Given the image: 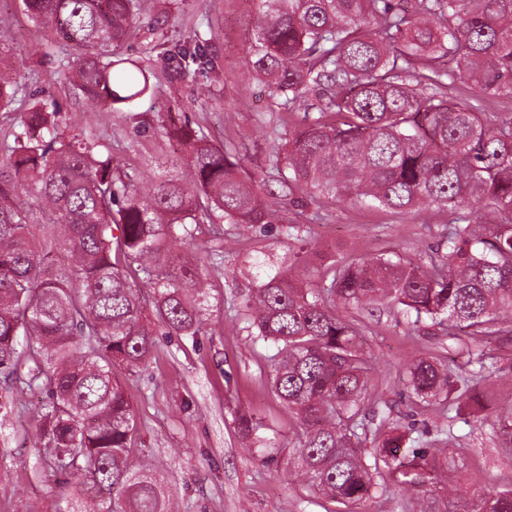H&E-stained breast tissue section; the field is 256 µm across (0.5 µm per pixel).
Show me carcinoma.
<instances>
[{"label": "carcinoma", "mask_w": 512, "mask_h": 512, "mask_svg": "<svg viewBox=\"0 0 512 512\" xmlns=\"http://www.w3.org/2000/svg\"><path fill=\"white\" fill-rule=\"evenodd\" d=\"M41 29L76 55L62 61L82 97L114 112L156 99L144 68L112 59L135 33L138 0H22ZM248 64L276 105L306 106L288 137L280 186L314 197L356 196L380 207L435 206L458 213L480 203L492 224L459 216L426 265L384 254L331 265L324 292L290 272L263 281L245 301L256 337L276 348L268 378L298 422L293 456L314 492L347 507L372 497L379 464L399 476L412 512H512V488L477 498L457 488L456 461L425 452L405 461V435L366 416L370 367L356 324L336 306L397 307L437 334L467 338L455 372L419 359L406 367L415 403L442 409L482 404L476 391L494 344L512 343V113L480 112L444 88L468 84L478 98L512 96V0H256ZM177 78L212 71L205 42L160 53ZM0 72V110L20 102ZM189 183L144 182L112 164L88 131L61 129L57 112L28 101L0 159V373L37 385L35 410L48 472L72 486L68 512H175L163 481L135 462L137 422L112 372L148 362L152 303L167 335L203 333L206 275L175 264L173 246L202 224H282L278 195L260 191L236 154L170 121ZM32 337L28 372H17ZM373 452L366 456L365 445Z\"/></svg>", "instance_id": "carcinoma-1"}]
</instances>
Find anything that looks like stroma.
Returning a JSON list of instances; mask_svg holds the SVG:
<instances>
[{
    "instance_id": "stroma-1",
    "label": "stroma",
    "mask_w": 512,
    "mask_h": 512,
    "mask_svg": "<svg viewBox=\"0 0 512 512\" xmlns=\"http://www.w3.org/2000/svg\"><path fill=\"white\" fill-rule=\"evenodd\" d=\"M135 36L120 53L148 66L150 81L172 111L192 127L203 128L217 145L236 147L251 172L276 187L269 159L280 151L299 112L270 104L252 77L244 47L255 21L254 0H142ZM0 70L16 75L25 95L43 100L64 122L97 132L115 163L151 177L189 176L178 144L158 134L162 123L148 100L111 112L93 106L74 90L71 72L57 59L70 53L68 42L38 29L22 0H0ZM207 39L217 60L211 73L170 81L157 53L147 45ZM303 214L302 239L288 238L282 225L243 230L235 224L202 226L193 244L179 252L196 262L238 238L221 269L210 270L212 284L205 329L191 340L157 334L144 368L119 370L134 407L133 445L147 469L160 473L180 512H336L337 503L318 497L308 475L289 463L297 429L295 418L267 386V358L274 349L251 334L242 311L250 290L268 276L305 266L307 287H327L320 268L334 262L396 253L425 263L441 243L449 215L435 207L390 210L354 197L333 203L297 192L284 200L283 215ZM365 328V353L372 372L366 411L388 416L406 431L407 450L448 453L461 450L460 489L471 496L512 484V455L502 449L495 421L512 415V349L493 351L494 365L479 387L486 418L469 410L440 413L414 404L403 367L420 358L444 360L460 352L462 341L414 326L395 308L354 311ZM40 390H19L0 383V512H66L70 490L48 475L43 445L29 409L45 400ZM247 415L251 434L239 433L235 418Z\"/></svg>"
}]
</instances>
